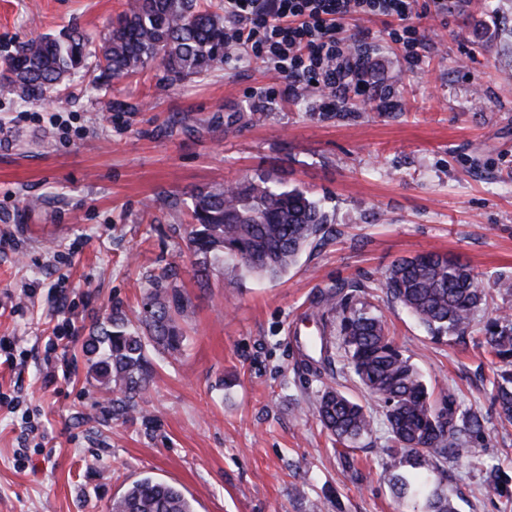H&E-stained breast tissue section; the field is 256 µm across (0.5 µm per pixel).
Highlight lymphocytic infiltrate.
<instances>
[{"label":"lymphocytic infiltrate","mask_w":512,"mask_h":512,"mask_svg":"<svg viewBox=\"0 0 512 512\" xmlns=\"http://www.w3.org/2000/svg\"><path fill=\"white\" fill-rule=\"evenodd\" d=\"M418 0H224V44L245 47L270 65L289 92L317 87L330 107H348L363 94V58L351 55V43L365 31L347 20L392 19L391 34L405 51L419 55L427 43L419 22L427 10Z\"/></svg>","instance_id":"f902f5d3"}]
</instances>
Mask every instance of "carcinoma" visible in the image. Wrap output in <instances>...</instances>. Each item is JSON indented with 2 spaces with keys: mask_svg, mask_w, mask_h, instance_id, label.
<instances>
[{
  "mask_svg": "<svg viewBox=\"0 0 512 512\" xmlns=\"http://www.w3.org/2000/svg\"><path fill=\"white\" fill-rule=\"evenodd\" d=\"M160 61L171 81L201 74L224 62V16L202 10L197 0H129L113 20L99 49L91 50L87 35L77 29L28 40L0 66V94L22 102H40L76 78L90 77L93 89L108 87ZM188 243L201 257V270L224 265L233 270L278 278L294 266L308 244L324 232L327 217L318 204L297 189L271 185L263 178L244 180L192 195ZM154 276L156 287L143 305L135 326L119 308L96 326L82 344L90 373L109 397L102 413L128 419L142 412L140 401L152 383L155 367L150 352L176 356L185 336L179 319L186 304L174 288ZM382 288L424 325L432 337L466 343L471 317L482 304L470 266L458 258L431 252L391 262ZM320 334L307 339L319 353L306 366H332L336 327L354 373L364 391L386 409L388 446L382 449L390 467L407 463L408 479L396 472L391 488L405 512H455L451 500L429 485L431 473L448 459L474 454L483 437L481 415L463 410L451 397L437 405L421 375L388 336L383 319L348 302L341 289L324 295ZM482 344L496 359L492 404L499 417L512 421V316L497 314L483 328ZM320 424L336 443L348 447L373 436L375 422L365 405L343 391L319 389L309 398ZM487 482L512 508V494L492 468ZM112 512H193L175 486L143 477L112 500Z\"/></svg>",
  "mask_w": 512,
  "mask_h": 512,
  "instance_id": "1",
  "label": "carcinoma"
}]
</instances>
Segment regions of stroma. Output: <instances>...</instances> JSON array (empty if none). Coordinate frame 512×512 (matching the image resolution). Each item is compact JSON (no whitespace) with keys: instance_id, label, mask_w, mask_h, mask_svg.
I'll use <instances>...</instances> for the list:
<instances>
[{"instance_id":"stroma-1","label":"stroma","mask_w":512,"mask_h":512,"mask_svg":"<svg viewBox=\"0 0 512 512\" xmlns=\"http://www.w3.org/2000/svg\"><path fill=\"white\" fill-rule=\"evenodd\" d=\"M127 3L0 0V48L70 26L99 40ZM361 26L369 89L346 110L236 57L177 82L152 63L96 94L0 96V344L13 360L0 366V512H111L145 476L195 512H399L381 403L343 347L317 379L294 340L316 334V302L339 286L383 316L434 401L452 395L484 419L476 453L433 484L456 512H503L486 472L512 481V425L491 405V357L431 340L380 280L429 252L483 283L512 276V0L429 15L416 60L381 20ZM259 177L316 200L325 235L283 277L200 279L192 194ZM165 268L190 314L183 351L157 358L144 419L102 422L82 342L113 307L137 319ZM324 385L371 410L360 447L336 445L308 411Z\"/></svg>"}]
</instances>
